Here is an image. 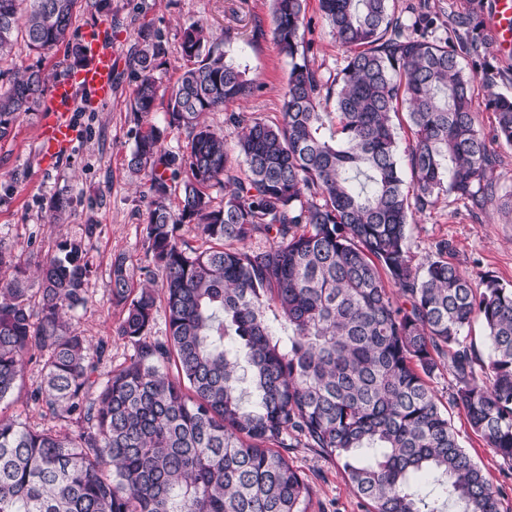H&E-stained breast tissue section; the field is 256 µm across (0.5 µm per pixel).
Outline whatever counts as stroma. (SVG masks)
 Listing matches in <instances>:
<instances>
[{
    "label": "stroma",
    "instance_id": "35a3bbf8",
    "mask_svg": "<svg viewBox=\"0 0 512 512\" xmlns=\"http://www.w3.org/2000/svg\"><path fill=\"white\" fill-rule=\"evenodd\" d=\"M270 17L271 0H80L65 42L38 56L20 41L8 60L0 62L5 73L38 65L51 81H58L74 69L82 27L102 20L108 24L117 54L115 92L107 104L80 94L73 114L78 138L70 151L54 167L42 166L37 154L42 122L38 110L21 115L10 136L0 140V251L36 259L56 252L64 242H82L92 273L85 285L86 304L77 310L75 322L91 344L106 342L101 374H108L133 352L115 334L123 313L111 302L113 260L127 257L137 269V282L162 283L161 271L148 275L140 271L148 263L145 228L150 192L147 181H132L127 160L136 132L162 125L169 92L188 65L181 53V31L197 20L207 23L227 58L245 68L258 86L253 96L232 104V111L275 121L281 117L291 63L271 38ZM306 19L305 39L313 46L310 64L323 76L335 77L345 64L347 50L332 36L318 0H308ZM147 30L161 35L165 54L155 72L159 85L155 110L141 117L131 108L136 84L131 59ZM57 198L68 202L60 224L50 221V204ZM90 224L95 231L89 236L85 228ZM443 239L453 246L451 262L473 279L488 274L512 284V215L501 210L499 201L472 213L453 197L441 196L410 227L413 268L422 269ZM40 377L39 365L28 364L18 387L0 401V410L19 416L37 430L61 428V420L30 399ZM453 425L463 446L501 490L502 512H512V466L485 447L463 416H454ZM288 456L312 488L309 512H368L367 503L353 491L338 465L310 448L290 449Z\"/></svg>",
    "mask_w": 512,
    "mask_h": 512
}]
</instances>
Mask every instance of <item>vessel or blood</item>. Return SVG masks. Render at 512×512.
Listing matches in <instances>:
<instances>
[{
	"mask_svg": "<svg viewBox=\"0 0 512 512\" xmlns=\"http://www.w3.org/2000/svg\"><path fill=\"white\" fill-rule=\"evenodd\" d=\"M492 25L497 43L512 42V0H495ZM82 38L86 63L57 81L42 104L39 154L45 163L68 151L77 137L69 114L80 91H89L101 102L112 100L116 55L108 43V31L91 24L83 28Z\"/></svg>",
	"mask_w": 512,
	"mask_h": 512,
	"instance_id": "obj_1",
	"label": "vessel or blood"
}]
</instances>
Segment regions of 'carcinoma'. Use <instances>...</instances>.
Segmentation results:
<instances>
[{"label":"carcinoma","instance_id":"cac0c4a2","mask_svg":"<svg viewBox=\"0 0 512 512\" xmlns=\"http://www.w3.org/2000/svg\"><path fill=\"white\" fill-rule=\"evenodd\" d=\"M77 2L0 0V62L20 38L38 53L64 41ZM306 2L272 0L270 33L292 62L282 117L226 113L241 128L232 148L203 116L257 85L203 23L183 29L194 66L172 88L165 123L189 141L167 150L151 125L127 162L149 182L147 254L161 292L134 288L126 258L112 263L111 301L124 311L115 334L133 354L106 379L107 345L91 346L73 324L91 273L82 243L34 264L0 251V402L35 362L31 400L70 429L33 430L0 410V512H307L311 487L287 454L299 445L339 465L369 512H500V490L450 411L512 464V285L483 275L473 286L446 240L420 274L408 238L413 216L442 194L477 210L495 198L492 144L512 145V97L486 95L490 137L472 105L506 74L468 14L444 21L429 0L408 4L407 17L391 0H319L349 50L328 84L307 60ZM162 54L149 34L132 58L133 109L145 117ZM46 85L30 68L0 89V139ZM332 98L336 111H321ZM182 225L209 247L181 239ZM160 300L164 340L151 338ZM477 322L485 360L468 341ZM445 368L455 381L446 409L428 383ZM419 474L435 478L441 499L418 493Z\"/></svg>","mask_w":512,"mask_h":512}]
</instances>
